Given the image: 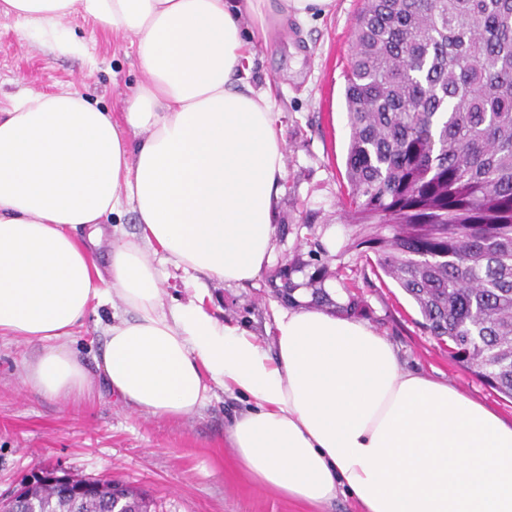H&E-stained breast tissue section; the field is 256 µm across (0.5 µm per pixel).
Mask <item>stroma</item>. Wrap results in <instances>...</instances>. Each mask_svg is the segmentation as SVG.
Returning a JSON list of instances; mask_svg holds the SVG:
<instances>
[{"instance_id":"35a3bbf8","label":"stroma","mask_w":512,"mask_h":512,"mask_svg":"<svg viewBox=\"0 0 512 512\" xmlns=\"http://www.w3.org/2000/svg\"><path fill=\"white\" fill-rule=\"evenodd\" d=\"M360 4L334 0L323 18L289 21L286 30L251 46L248 80L255 90L271 91L286 141L278 231L271 263L259 278L244 287L209 282L208 306L221 319L249 326L270 349L273 314L291 307L270 286L279 267H292L291 279L303 293L310 290L309 272L326 267L333 314L367 322L397 348L407 368L446 380L512 420V399L449 359L420 326L413 301L366 261L364 227L349 223L340 205L350 135L344 70ZM69 26L83 54L53 56L19 22L0 17V100L23 90H76L121 117L142 78L136 44L80 17ZM36 350V344L0 337V495L49 466L141 487L157 512H359L342 496L321 510L255 484L224 439L229 416L243 407L234 396L217 395L202 413L177 421L134 411L105 391L90 402L49 399L21 383L24 362Z\"/></svg>"}]
</instances>
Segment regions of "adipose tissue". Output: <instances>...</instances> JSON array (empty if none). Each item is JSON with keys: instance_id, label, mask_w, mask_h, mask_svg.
Wrapping results in <instances>:
<instances>
[{"instance_id": "obj_1", "label": "adipose tissue", "mask_w": 512, "mask_h": 512, "mask_svg": "<svg viewBox=\"0 0 512 512\" xmlns=\"http://www.w3.org/2000/svg\"><path fill=\"white\" fill-rule=\"evenodd\" d=\"M332 3L0 0L52 52H81L65 25L79 14L136 41L143 74L119 121L75 90L0 107V336L38 346L24 387L88 401L95 384L67 340L121 302L97 363L110 393L174 420L236 394L247 407L224 436L255 483L313 506L344 495L361 512H512V422L404 368L367 322L278 310L269 350L214 317L204 293L162 298L163 264L224 284L268 264L285 139L247 81V50ZM127 206L136 230L113 225L99 269L91 250Z\"/></svg>"}]
</instances>
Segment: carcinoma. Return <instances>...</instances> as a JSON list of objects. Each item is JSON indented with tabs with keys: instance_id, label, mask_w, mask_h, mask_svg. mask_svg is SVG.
<instances>
[{
	"instance_id": "obj_1",
	"label": "carcinoma",
	"mask_w": 512,
	"mask_h": 512,
	"mask_svg": "<svg viewBox=\"0 0 512 512\" xmlns=\"http://www.w3.org/2000/svg\"><path fill=\"white\" fill-rule=\"evenodd\" d=\"M345 78L352 222L421 327L512 398V0H362ZM32 478L14 512H152L119 480L75 501Z\"/></svg>"
}]
</instances>
